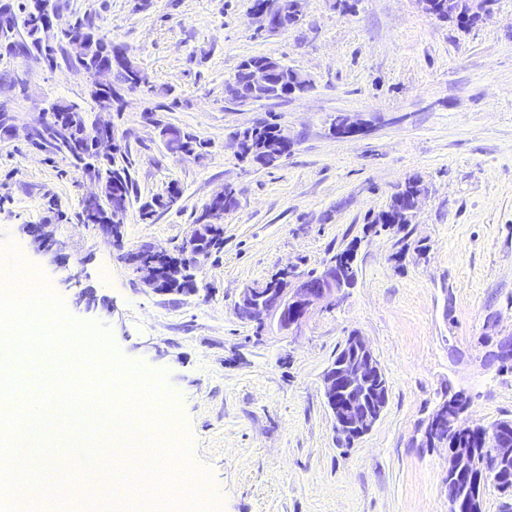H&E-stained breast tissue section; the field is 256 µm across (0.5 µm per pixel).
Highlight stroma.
Segmentation results:
<instances>
[{
  "mask_svg": "<svg viewBox=\"0 0 512 512\" xmlns=\"http://www.w3.org/2000/svg\"><path fill=\"white\" fill-rule=\"evenodd\" d=\"M254 0H57L61 25L92 20L126 45L158 99L118 86L111 119L129 149L141 200L174 196L154 219L131 208L116 239L82 223L93 184L28 136L58 100L97 111L89 78L65 63L0 47V106L18 129L0 139V263L24 257L76 320L99 325L130 363L165 373L204 479L210 512H448V451L421 448L420 430L446 390L470 399L459 426L512 419V365L490 363L512 336V0L460 30L416 0H305L302 22L270 31ZM267 55L309 75L312 89L240 104L224 85L242 60ZM368 125L339 137L336 114ZM266 120L288 129V159L238 158L236 131ZM172 126L208 141L171 153ZM426 193L406 229L373 225L398 184ZM240 205L224 247L197 273L199 290L153 291L129 259L143 245L174 249L224 185ZM44 226L39 247L27 229ZM357 249L358 280L296 333L256 328L234 303L280 272L322 270ZM364 336L390 385L370 433L336 443L322 376L351 333ZM69 512H153L123 497L102 459Z\"/></svg>",
  "mask_w": 512,
  "mask_h": 512,
  "instance_id": "35a3bbf8",
  "label": "stroma"
}]
</instances>
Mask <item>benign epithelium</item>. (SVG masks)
I'll return each mask as SVG.
<instances>
[{
  "label": "benign epithelium",
  "instance_id": "obj_1",
  "mask_svg": "<svg viewBox=\"0 0 512 512\" xmlns=\"http://www.w3.org/2000/svg\"><path fill=\"white\" fill-rule=\"evenodd\" d=\"M282 0H266L264 7L257 11L268 28L285 30L288 21L281 9ZM58 16L49 15L43 23V49L56 48L61 40L64 27L57 24ZM15 33L11 14L0 12V44L11 46L14 41L11 35ZM65 49L70 58L71 66L81 70L85 57V43L80 40L65 43ZM125 68L134 75L140 73V68L132 59V54L126 47L114 46L112 61L94 69L92 78V93L102 95L112 92V72ZM49 112L55 115L66 135H75L74 157L81 166L84 174L95 186H100L95 177V167L91 160L112 154L118 145V139L111 122L99 117L85 124L80 130H75L76 121L67 116L63 105L50 106ZM364 126L350 120L349 117L336 115V134L354 136L362 133ZM224 219L222 207L212 208L210 223L191 225L187 238H199L210 228V224L219 223ZM208 259L207 254L196 251L185 259L171 262L168 270L170 283H183L179 292L192 294L197 291L195 275H187L189 271H197ZM142 282L159 292H168L167 284L159 277L156 266L143 263L137 268ZM346 288L345 276L336 268L327 267L314 280L304 276H295L284 284L275 287L269 283H254L242 289L235 302L234 311L237 316L247 321L260 322L270 319L276 322L278 328L288 333H296L302 329L310 317L322 304L336 302ZM323 393L325 401L331 410L336 433L341 442L355 443L367 435L380 419L389 397V381L383 377L382 368L370 345L364 337L353 333L347 338L346 352L333 362L323 374ZM467 411V407L455 403L451 406L441 403L435 410L424 430L422 443L437 440V432L448 429L455 433L459 427L454 421ZM512 461V438L501 437L495 448L487 455L476 458L472 462L477 485L481 488L489 484H497L500 466Z\"/></svg>",
  "mask_w": 512,
  "mask_h": 512
}]
</instances>
